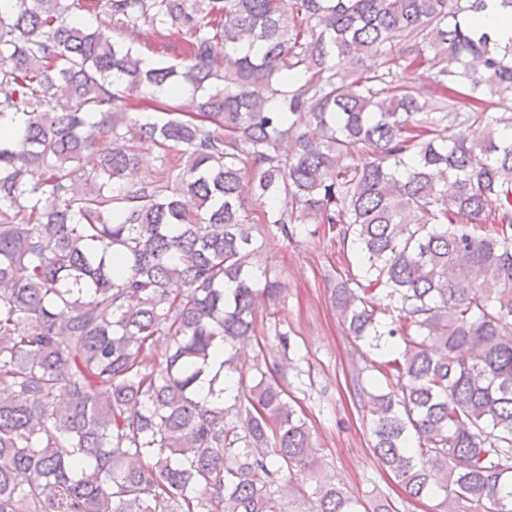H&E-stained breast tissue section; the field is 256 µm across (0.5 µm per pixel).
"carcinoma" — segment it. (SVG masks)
I'll list each match as a JSON object with an SVG mask.
<instances>
[{
	"label": "carcinoma",
	"instance_id": "cac0c4a2",
	"mask_svg": "<svg viewBox=\"0 0 512 512\" xmlns=\"http://www.w3.org/2000/svg\"><path fill=\"white\" fill-rule=\"evenodd\" d=\"M486 6L105 0L89 27L91 0H0V512H395L307 491L318 449L285 368L238 366L280 294L256 224L351 242L334 304L385 351L372 451L408 495L512 512V138L482 99L512 94V46L474 25ZM151 35L184 61L147 58ZM145 142L158 176L127 184Z\"/></svg>",
	"mask_w": 512,
	"mask_h": 512
}]
</instances>
